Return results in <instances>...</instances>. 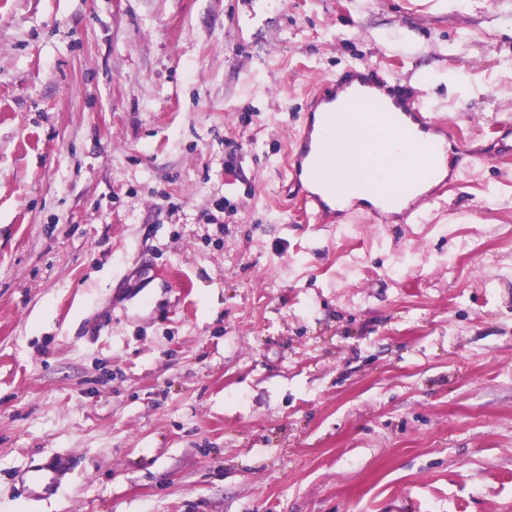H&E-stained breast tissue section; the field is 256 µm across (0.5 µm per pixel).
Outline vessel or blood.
I'll list each match as a JSON object with an SVG mask.
<instances>
[{
  "label": "vessel or blood",
  "instance_id": "1",
  "mask_svg": "<svg viewBox=\"0 0 512 512\" xmlns=\"http://www.w3.org/2000/svg\"><path fill=\"white\" fill-rule=\"evenodd\" d=\"M342 91L347 92V99H339ZM353 105L382 112L389 120L387 134L397 139L401 153L425 160L420 169L407 176H389L383 191L363 201L374 223L397 222L422 204L440 201L457 180L453 169L443 178L434 179L430 166L448 140L446 124L428 112L419 88L382 70L355 64L313 96L286 159L289 183L303 206L326 222L335 223L344 215L340 202L360 193L358 165L347 155L357 146L354 115L349 111ZM79 464V457L69 452L31 461L20 475L24 494L34 502L48 500Z\"/></svg>",
  "mask_w": 512,
  "mask_h": 512
}]
</instances>
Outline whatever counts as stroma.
Here are the masks:
<instances>
[{"mask_svg":"<svg viewBox=\"0 0 512 512\" xmlns=\"http://www.w3.org/2000/svg\"><path fill=\"white\" fill-rule=\"evenodd\" d=\"M360 63L463 150L416 221L287 190ZM502 124L512 0H0V512H512ZM79 464L80 458L70 452L33 459L20 475L24 494L34 502L48 500L58 492Z\"/></svg>","mask_w":512,"mask_h":512,"instance_id":"1","label":"stroma"}]
</instances>
